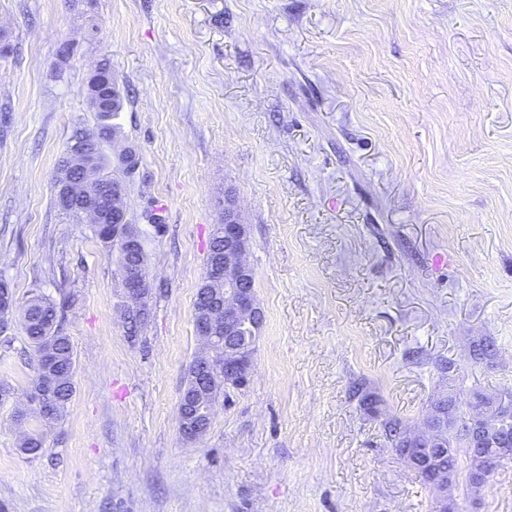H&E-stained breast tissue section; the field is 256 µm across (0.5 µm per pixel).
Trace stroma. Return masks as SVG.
<instances>
[{"instance_id":"stroma-1","label":"stroma","mask_w":512,"mask_h":512,"mask_svg":"<svg viewBox=\"0 0 512 512\" xmlns=\"http://www.w3.org/2000/svg\"><path fill=\"white\" fill-rule=\"evenodd\" d=\"M1 27L0 278L66 301L77 363L64 420L22 423L27 339L0 348V512H435L351 385L413 426L449 383L512 389V0H0ZM101 61L153 289L134 338L117 253L54 204ZM228 188L265 322L190 443L176 408Z\"/></svg>"}]
</instances>
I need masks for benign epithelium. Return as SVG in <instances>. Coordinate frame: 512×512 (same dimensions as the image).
Here are the masks:
<instances>
[{
  "label": "benign epithelium",
  "instance_id": "1",
  "mask_svg": "<svg viewBox=\"0 0 512 512\" xmlns=\"http://www.w3.org/2000/svg\"><path fill=\"white\" fill-rule=\"evenodd\" d=\"M103 82L100 67H95L88 81L87 93L94 98L99 111H109V104L100 100L98 85ZM77 167L82 179L73 182L61 177L58 184V205L78 211L88 224H102L94 194L81 191V186L97 179V173L87 154L79 156ZM117 199L112 209V235L128 223V210L123 199V184L112 185ZM224 223L215 224L212 234L224 238V250L210 253L200 286L213 293L220 313L206 308L194 319L195 334L202 349L195 355L198 373L209 377L211 399L191 398L185 401L186 414L180 424V433L187 442L203 437L210 427L216 405V396L244 386L254 368L255 346L265 321V313L254 289V271L248 261L249 225L241 221L232 191L224 190L220 201ZM123 310H150V282L132 270L121 275ZM14 295L0 290V335L14 333ZM458 395L450 389L433 398L423 422L416 428L394 425L393 435L404 441L399 458L411 470L425 476L426 485L435 501L436 512H463V503L469 509L478 507V497L488 488L492 476L503 459L512 456V392L505 389L495 394L482 391L469 393V406L463 415L457 412ZM455 434L461 451L472 461L468 473L470 496L463 500L458 494L459 482L452 471L436 469L429 455L442 446L446 433Z\"/></svg>",
  "mask_w": 512,
  "mask_h": 512
}]
</instances>
